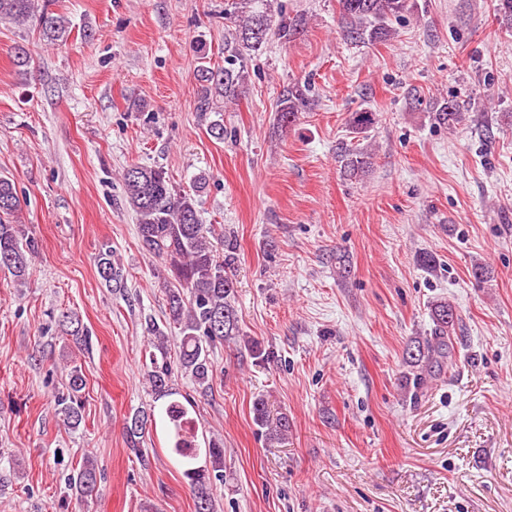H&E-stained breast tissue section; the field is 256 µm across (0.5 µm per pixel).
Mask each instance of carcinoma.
<instances>
[{
    "instance_id": "obj_1",
    "label": "carcinoma",
    "mask_w": 512,
    "mask_h": 512,
    "mask_svg": "<svg viewBox=\"0 0 512 512\" xmlns=\"http://www.w3.org/2000/svg\"><path fill=\"white\" fill-rule=\"evenodd\" d=\"M347 38L367 44L388 41L394 35L392 21L405 17L413 7L411 0H338ZM496 20L512 28V0H494ZM30 23L39 28L43 38L55 44L67 41L70 20L51 12L39 0H0V21ZM227 37L224 38V66L209 65L208 54L199 49L201 65L196 72L198 109L222 112L224 104L239 99L250 81L247 61L252 59L273 37L288 40L299 33L301 18H290L278 0H230L224 9ZM309 85L296 83L279 100L275 121L280 127L292 125L298 115L309 108ZM435 120L450 128L462 121L463 112L455 101L436 103ZM376 122L368 111L354 112L349 127L364 134ZM372 154L357 148L343 147L338 155L344 170L352 175L370 168ZM124 198L136 215L141 247L165 263L174 286L167 291L169 322L179 329L177 364L168 356V337L158 326H151L154 352L150 353L147 381L154 401L162 400L161 421L168 438V450L175 455L182 474L194 495L195 512H214V485L224 481V442L211 438L198 442L194 419L188 407L176 399L172 387L173 367L189 376L202 390L209 388L213 376L210 351L240 335L235 285L229 274L236 246L224 241V259L216 256L212 225L202 222L196 194L175 190L166 172L160 168L129 167L123 173ZM22 202L14 181L0 175V271L18 283L30 274L33 241L24 237L17 224ZM98 274L110 286L123 281L122 269L112 262V248L101 247L97 256ZM432 336L405 350V362L415 368L414 380L422 386L436 377L437 368L451 360L454 334L460 318L446 299L430 306ZM86 386L80 369L69 372L67 394L57 398L58 415L65 426L76 429L82 421L81 392ZM255 420L270 428L275 440L288 436V419L275 424L262 400L253 405ZM156 422L155 411H137L126 421V433L132 444L149 432ZM77 495L88 498L98 493L96 467L88 460L68 478Z\"/></svg>"
}]
</instances>
